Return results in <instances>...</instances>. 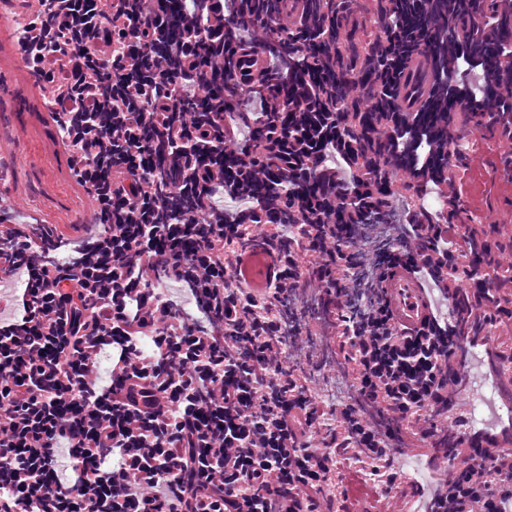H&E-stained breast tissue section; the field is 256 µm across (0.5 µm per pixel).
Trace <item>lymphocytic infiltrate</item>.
<instances>
[{"label": "lymphocytic infiltrate", "mask_w": 512, "mask_h": 512, "mask_svg": "<svg viewBox=\"0 0 512 512\" xmlns=\"http://www.w3.org/2000/svg\"><path fill=\"white\" fill-rule=\"evenodd\" d=\"M361 2L30 0L23 62L61 90L94 221L76 239L0 226V512H328L342 460L400 479L405 422L420 512H512V416L438 432L472 351L500 376L468 331L496 322L488 289L448 288L484 246L448 199L469 142L398 105L427 51L436 97L512 134V40L484 41L512 0H384L358 61L339 43ZM259 244L262 293L234 264ZM396 266L428 302L412 333L383 288ZM327 372L342 409L308 387ZM347 391L344 382L341 379L335 378L329 381L319 391V401L322 407L329 411L332 407L338 408L345 402ZM412 425L405 422L403 424V433L409 443L410 451L404 457L403 470L409 477H414L418 481L423 483L426 475V457L423 455V448L419 447L421 444L416 441V438L412 434Z\"/></svg>", "instance_id": "obj_1"}]
</instances>
